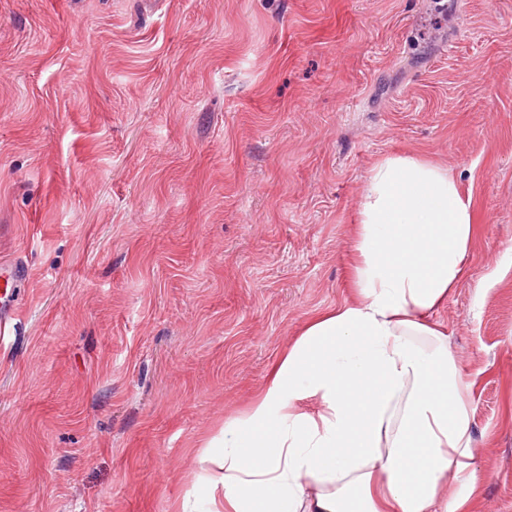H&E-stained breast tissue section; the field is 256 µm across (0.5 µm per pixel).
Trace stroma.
<instances>
[{
  "label": "stroma",
  "instance_id": "stroma-1",
  "mask_svg": "<svg viewBox=\"0 0 512 512\" xmlns=\"http://www.w3.org/2000/svg\"><path fill=\"white\" fill-rule=\"evenodd\" d=\"M392 154L472 202L452 488L512 512V0H0V512H205V441L354 299ZM0 278L3 291L0 294V335L11 336L15 332L16 312L19 304L14 295V285L25 278V269L22 265L2 264ZM8 287H10L8 289Z\"/></svg>",
  "mask_w": 512,
  "mask_h": 512
}]
</instances>
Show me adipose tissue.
Wrapping results in <instances>:
<instances>
[{"label": "adipose tissue", "instance_id": "ef3b65f1", "mask_svg": "<svg viewBox=\"0 0 512 512\" xmlns=\"http://www.w3.org/2000/svg\"><path fill=\"white\" fill-rule=\"evenodd\" d=\"M476 233L442 167L390 155L359 208L358 298L311 318L213 453L209 512H469L473 384L432 312Z\"/></svg>", "mask_w": 512, "mask_h": 512}]
</instances>
